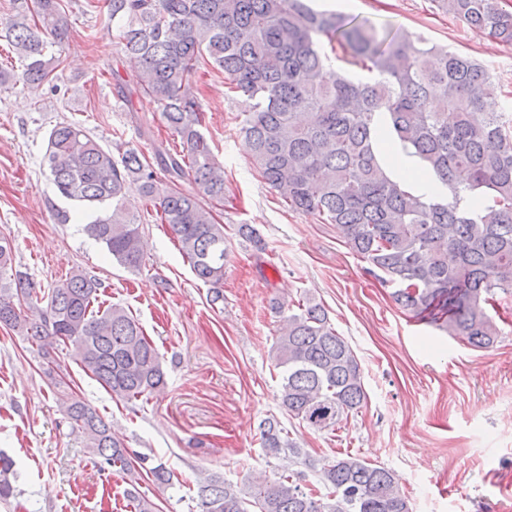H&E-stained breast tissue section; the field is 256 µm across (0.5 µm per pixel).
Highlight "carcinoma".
<instances>
[{"label":"carcinoma","instance_id":"cac0c4a2","mask_svg":"<svg viewBox=\"0 0 512 512\" xmlns=\"http://www.w3.org/2000/svg\"><path fill=\"white\" fill-rule=\"evenodd\" d=\"M63 0H18L3 24L21 61L18 79L31 90L50 83L62 63L69 26ZM465 25L512 43V12L500 0H441ZM123 52L136 62L118 97L136 90L160 104L180 148H158L155 162L127 149L115 155L75 122L50 132L49 178L65 198L104 207L87 224L118 264L144 258L139 223L127 200L134 191L168 225L196 278L223 299L227 257L224 167L201 132L202 112L190 77L213 66L228 90L245 97L240 132L256 169L290 209L336 225L401 309L418 315L447 309L443 327L476 348L494 345L501 329L486 306L512 295V115L501 111L499 84L486 65L425 41L415 45L386 28L352 24L308 0H108ZM337 42L340 60L365 70L353 79L335 71L319 43ZM418 158L437 194H416L384 171L380 147ZM467 173L464 182L458 173ZM192 180L196 191L182 182ZM11 240L0 235V327L41 348L72 349L81 368L112 396L131 401L165 386L156 348L123 307L93 311L102 282L77 269L44 292L13 270ZM46 302L40 307L39 302ZM282 382L278 399L289 417L322 431L359 411L363 372L352 348L311 297L283 318L273 346ZM61 408L100 463L159 485L173 472L147 457L130 459L109 422L79 396ZM262 448L288 451L305 471L253 486L242 497L220 476L196 482L197 512H410L394 473L347 453L332 461L298 448L275 418L259 424ZM11 461L0 456V501L14 492Z\"/></svg>","mask_w":512,"mask_h":512}]
</instances>
